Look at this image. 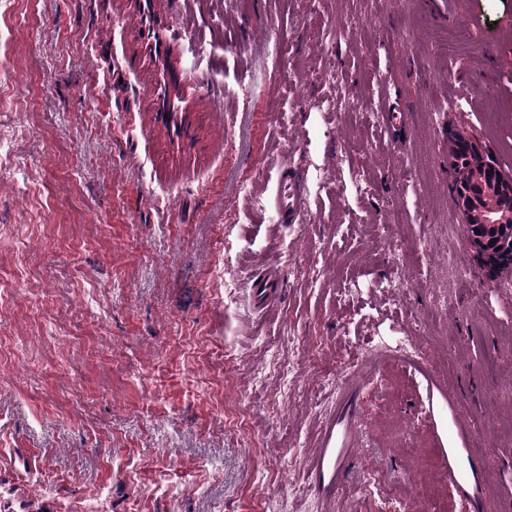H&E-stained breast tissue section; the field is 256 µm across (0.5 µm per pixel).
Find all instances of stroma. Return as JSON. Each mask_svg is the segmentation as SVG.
<instances>
[{
  "mask_svg": "<svg viewBox=\"0 0 512 512\" xmlns=\"http://www.w3.org/2000/svg\"><path fill=\"white\" fill-rule=\"evenodd\" d=\"M149 11L153 60L134 0H0V512H512V291L449 157L512 175V0ZM273 204L280 220L290 224L296 221L304 206L303 192L296 175L286 170L278 184Z\"/></svg>",
  "mask_w": 512,
  "mask_h": 512,
  "instance_id": "1",
  "label": "stroma"
}]
</instances>
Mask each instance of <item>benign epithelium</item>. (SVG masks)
I'll return each instance as SVG.
<instances>
[{"mask_svg": "<svg viewBox=\"0 0 512 512\" xmlns=\"http://www.w3.org/2000/svg\"><path fill=\"white\" fill-rule=\"evenodd\" d=\"M451 152L466 164L457 169L455 206L471 248L495 276L512 267V177L504 176L482 146L466 136L454 139Z\"/></svg>", "mask_w": 512, "mask_h": 512, "instance_id": "1", "label": "benign epithelium"}]
</instances>
